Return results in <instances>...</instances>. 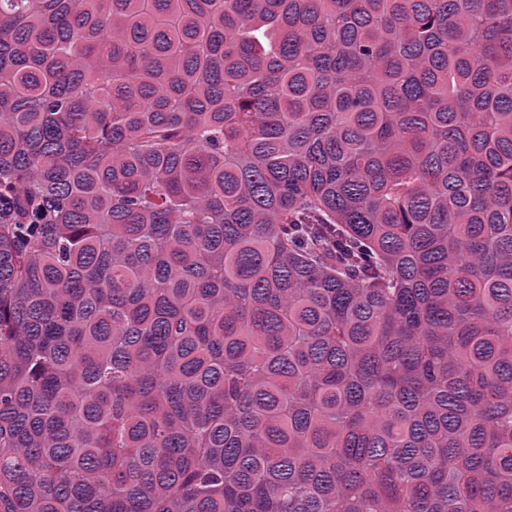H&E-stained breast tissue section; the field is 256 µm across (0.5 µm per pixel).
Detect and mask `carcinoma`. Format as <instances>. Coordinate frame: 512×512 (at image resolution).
I'll list each match as a JSON object with an SVG mask.
<instances>
[{
  "mask_svg": "<svg viewBox=\"0 0 512 512\" xmlns=\"http://www.w3.org/2000/svg\"><path fill=\"white\" fill-rule=\"evenodd\" d=\"M0 512H512V0H0Z\"/></svg>",
  "mask_w": 512,
  "mask_h": 512,
  "instance_id": "carcinoma-1",
  "label": "carcinoma"
}]
</instances>
